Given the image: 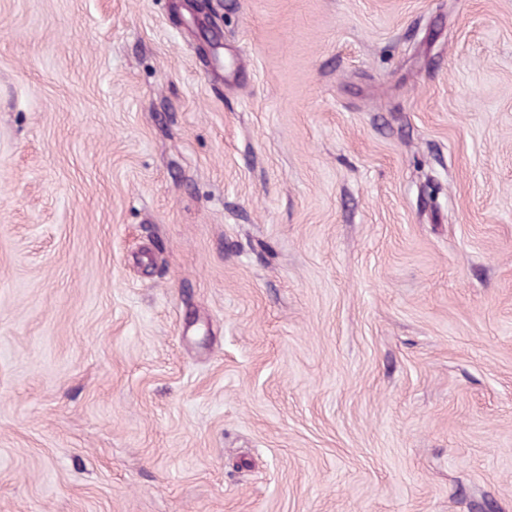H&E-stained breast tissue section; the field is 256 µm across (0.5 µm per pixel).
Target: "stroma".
Instances as JSON below:
<instances>
[{"instance_id":"35a3bbf8","label":"stroma","mask_w":512,"mask_h":512,"mask_svg":"<svg viewBox=\"0 0 512 512\" xmlns=\"http://www.w3.org/2000/svg\"><path fill=\"white\" fill-rule=\"evenodd\" d=\"M0 512H512V0H0Z\"/></svg>"}]
</instances>
